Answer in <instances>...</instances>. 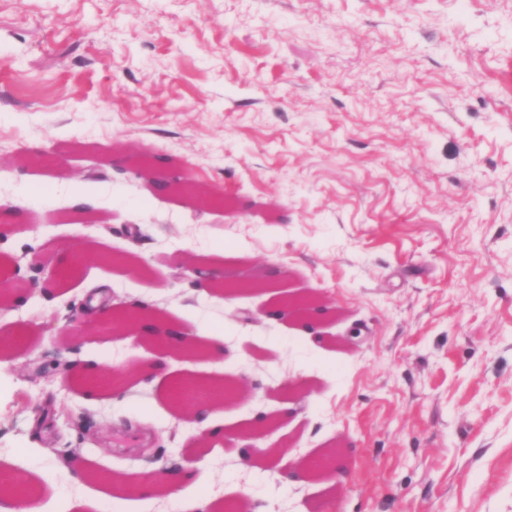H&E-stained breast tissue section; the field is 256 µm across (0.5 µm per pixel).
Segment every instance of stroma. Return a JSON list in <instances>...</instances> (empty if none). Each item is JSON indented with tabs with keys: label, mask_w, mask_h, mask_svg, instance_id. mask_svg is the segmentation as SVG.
<instances>
[{
	"label": "stroma",
	"mask_w": 512,
	"mask_h": 512,
	"mask_svg": "<svg viewBox=\"0 0 512 512\" xmlns=\"http://www.w3.org/2000/svg\"><path fill=\"white\" fill-rule=\"evenodd\" d=\"M136 155L223 207L153 193ZM0 205L24 214L0 223L21 297L0 307V477L45 512H114L82 471L190 458L176 496L123 512H512V0H0ZM112 252L142 271L91 259ZM61 258L58 283L38 263ZM212 258L282 276L225 298L186 272ZM92 284L225 358L66 334ZM301 296L327 304L320 339L269 315ZM76 361L128 384L63 388ZM183 373L252 391L199 432L167 397ZM271 446L345 474L282 485Z\"/></svg>",
	"instance_id": "stroma-1"
}]
</instances>
